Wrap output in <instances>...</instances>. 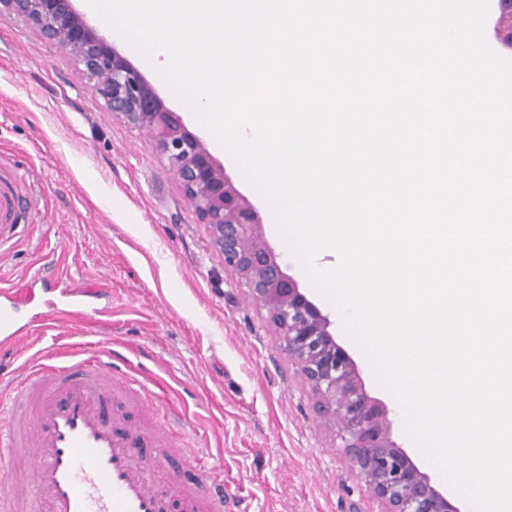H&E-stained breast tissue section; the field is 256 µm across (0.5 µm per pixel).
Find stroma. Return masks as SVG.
Segmentation results:
<instances>
[{
	"label": "stroma",
	"mask_w": 512,
	"mask_h": 512,
	"mask_svg": "<svg viewBox=\"0 0 512 512\" xmlns=\"http://www.w3.org/2000/svg\"><path fill=\"white\" fill-rule=\"evenodd\" d=\"M114 44L223 164L286 273L309 288L268 205L232 158L140 54L122 38ZM4 175L17 179L23 229L16 247L0 253V288L33 295L15 308L29 330L17 363L52 364L67 347L89 355L110 347L152 374L147 405L166 418L184 413L203 451L198 466L173 460L170 468L192 482L200 469L222 467L224 512H350L354 503L376 512L266 311L225 269L152 138L116 118L65 51L8 15L0 17ZM80 282L97 292L86 314L42 321L44 300ZM321 308L368 393L395 406L336 310Z\"/></svg>",
	"instance_id": "1"
}]
</instances>
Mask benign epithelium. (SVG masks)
<instances>
[{
	"instance_id": "1",
	"label": "benign epithelium",
	"mask_w": 512,
	"mask_h": 512,
	"mask_svg": "<svg viewBox=\"0 0 512 512\" xmlns=\"http://www.w3.org/2000/svg\"><path fill=\"white\" fill-rule=\"evenodd\" d=\"M68 53L104 106L127 127L149 132L215 247L251 297L267 311L288 356L317 398L316 411L337 428L379 512H460L392 438L390 410L365 389L358 367L330 331L327 314L290 277L269 247L255 209L224 174V166L166 107L151 83L113 46L112 36L78 12L73 0H0ZM512 45V12L497 22Z\"/></svg>"
}]
</instances>
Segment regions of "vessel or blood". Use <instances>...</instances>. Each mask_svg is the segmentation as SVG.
<instances>
[{
  "label": "vessel or blood",
  "mask_w": 512,
  "mask_h": 512,
  "mask_svg": "<svg viewBox=\"0 0 512 512\" xmlns=\"http://www.w3.org/2000/svg\"><path fill=\"white\" fill-rule=\"evenodd\" d=\"M18 200L11 182H0V250L13 246ZM0 350L14 349L24 329L12 305L18 295L0 290ZM148 379L119 364L111 349L64 365L22 367L0 390L19 397L0 419V512H223L224 483L203 472L184 482L160 463L177 456L196 463L190 431L170 434L165 423H129L114 407L116 390L138 398ZM164 440L161 457L137 453L138 444Z\"/></svg>",
  "instance_id": "1"
}]
</instances>
